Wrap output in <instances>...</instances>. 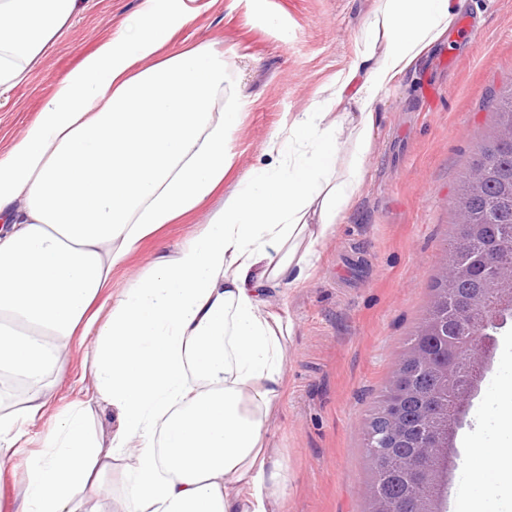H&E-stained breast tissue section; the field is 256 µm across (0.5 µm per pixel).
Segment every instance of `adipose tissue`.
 <instances>
[{
	"label": "adipose tissue",
	"mask_w": 512,
	"mask_h": 512,
	"mask_svg": "<svg viewBox=\"0 0 512 512\" xmlns=\"http://www.w3.org/2000/svg\"><path fill=\"white\" fill-rule=\"evenodd\" d=\"M84 0H0V96L37 68ZM204 0H140L44 98L0 152V472L22 469L0 512H82L124 463L116 512H281L285 460L267 446L284 394L289 318L269 291L314 269L365 178L378 94L450 28L455 0H379L356 60L328 94L271 138L175 253L92 313L112 270L224 182L241 104L224 53L168 45ZM91 339L92 386L49 415L75 338ZM107 404L117 426L90 425ZM500 437L465 445L485 493H512V385L490 396ZM40 428L30 448L31 428Z\"/></svg>",
	"instance_id": "1"
}]
</instances>
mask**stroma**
<instances>
[{"instance_id": "obj_1", "label": "stroma", "mask_w": 512, "mask_h": 512, "mask_svg": "<svg viewBox=\"0 0 512 512\" xmlns=\"http://www.w3.org/2000/svg\"><path fill=\"white\" fill-rule=\"evenodd\" d=\"M140 0H91L48 50L43 64L0 97V150L10 146L43 97L98 41L130 18ZM377 0H213L170 51L195 43L223 49L242 103L227 135L232 164L211 201L219 206L253 167L267 163L270 139L320 101L337 71L362 48ZM476 37L449 30L381 91L365 181L319 260L296 288L280 285L274 310L293 323L287 392L271 419L269 445L288 465L285 512H364L370 477L363 422L431 300V283L457 232L452 199L478 145L494 126V95L512 83V0H464ZM205 222L204 211L145 239L112 271L119 298L156 255L176 251ZM479 388L456 429L443 512L479 497L486 512H512V497H486L469 478L464 448L474 431L494 442L490 393L512 380L504 345L512 321L494 332ZM90 344L73 343L50 413L82 399L92 383Z\"/></svg>"}]
</instances>
